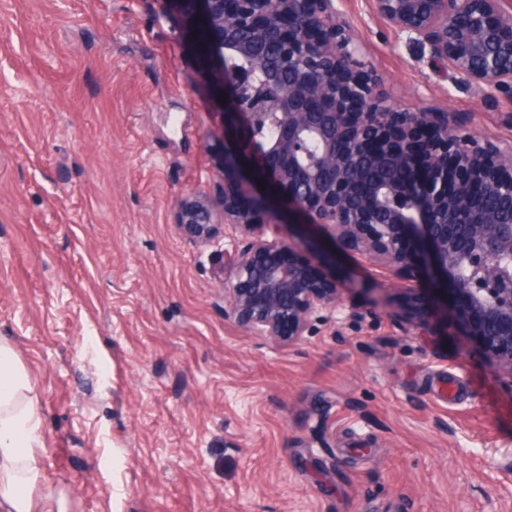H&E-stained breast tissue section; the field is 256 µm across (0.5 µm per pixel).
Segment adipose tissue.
Segmentation results:
<instances>
[{
	"instance_id": "adipose-tissue-1",
	"label": "adipose tissue",
	"mask_w": 512,
	"mask_h": 512,
	"mask_svg": "<svg viewBox=\"0 0 512 512\" xmlns=\"http://www.w3.org/2000/svg\"><path fill=\"white\" fill-rule=\"evenodd\" d=\"M41 448L30 376L13 345L0 340V512H65L45 483Z\"/></svg>"
}]
</instances>
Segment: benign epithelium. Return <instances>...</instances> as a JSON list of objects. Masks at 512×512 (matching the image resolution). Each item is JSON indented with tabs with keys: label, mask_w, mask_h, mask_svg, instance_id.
Returning <instances> with one entry per match:
<instances>
[{
	"label": "benign epithelium",
	"mask_w": 512,
	"mask_h": 512,
	"mask_svg": "<svg viewBox=\"0 0 512 512\" xmlns=\"http://www.w3.org/2000/svg\"><path fill=\"white\" fill-rule=\"evenodd\" d=\"M196 30L218 40L224 111L245 122L243 162L309 224L403 271L415 232L453 286L459 318L509 374L512 386V142L481 138L448 112L406 107L381 86L363 42L336 0H204ZM455 85L512 96V6L505 0H376ZM252 237L228 254L224 316L260 333L293 337L336 304L309 264L291 258L281 223L259 218L224 184V202L193 195L178 227L206 244L218 224Z\"/></svg>",
	"instance_id": "7a95c632"
}]
</instances>
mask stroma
<instances>
[{
  "label": "stroma",
  "mask_w": 512,
  "mask_h": 512,
  "mask_svg": "<svg viewBox=\"0 0 512 512\" xmlns=\"http://www.w3.org/2000/svg\"><path fill=\"white\" fill-rule=\"evenodd\" d=\"M385 91L512 140V97L454 88L336 0ZM170 0H0V339L30 373L46 479L67 512H512V377L431 272L396 274L330 230L283 233L337 288L292 339L224 315L222 226L179 203L272 216Z\"/></svg>",
  "instance_id": "obj_1"
}]
</instances>
